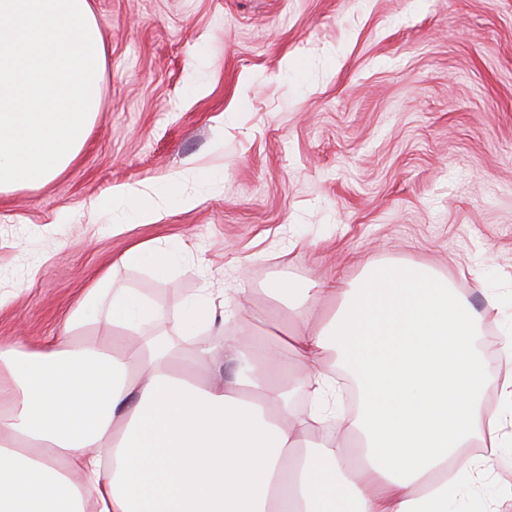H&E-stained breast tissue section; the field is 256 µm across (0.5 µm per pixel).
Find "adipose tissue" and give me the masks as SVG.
Listing matches in <instances>:
<instances>
[{
  "mask_svg": "<svg viewBox=\"0 0 512 512\" xmlns=\"http://www.w3.org/2000/svg\"><path fill=\"white\" fill-rule=\"evenodd\" d=\"M179 185H124L92 205L125 202L146 224L159 204L194 205ZM177 258L138 243L119 262L165 281ZM269 291L288 317L275 342L224 333L231 304L210 290L185 302L192 363L233 367L211 384L172 370L167 311L108 271L60 335L0 346V512H448L501 445L488 379L512 407V340L491 360L478 345L497 292L479 311L447 277L389 262ZM336 362L357 383L350 416L336 413ZM329 420L338 434L314 437Z\"/></svg>",
  "mask_w": 512,
  "mask_h": 512,
  "instance_id": "obj_1",
  "label": "adipose tissue"
}]
</instances>
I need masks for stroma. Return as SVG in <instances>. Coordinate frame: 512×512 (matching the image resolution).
Listing matches in <instances>:
<instances>
[{
	"label": "stroma",
	"instance_id": "obj_1",
	"mask_svg": "<svg viewBox=\"0 0 512 512\" xmlns=\"http://www.w3.org/2000/svg\"><path fill=\"white\" fill-rule=\"evenodd\" d=\"M100 103L77 160L0 194V345L57 335L103 271L170 316L201 289L231 333L273 327L281 279H356L369 262L501 293L484 342L512 333V0H93ZM211 173L199 182L196 170ZM181 175L192 209L131 223L90 198ZM184 258L169 281L113 267L135 243ZM451 512H512V421Z\"/></svg>",
	"mask_w": 512,
	"mask_h": 512
}]
</instances>
